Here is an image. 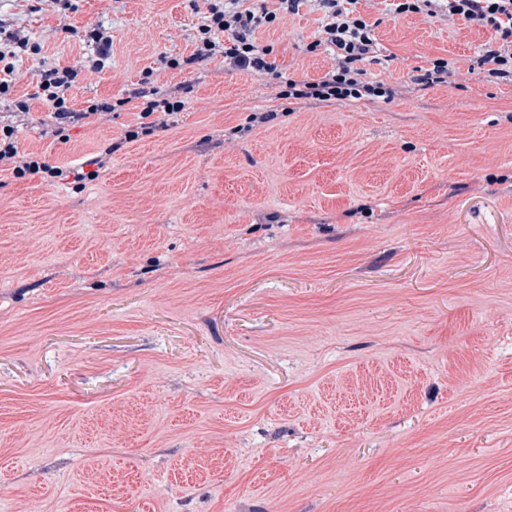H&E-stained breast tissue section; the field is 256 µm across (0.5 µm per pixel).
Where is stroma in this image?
Returning <instances> with one entry per match:
<instances>
[{
  "instance_id": "1",
  "label": "stroma",
  "mask_w": 512,
  "mask_h": 512,
  "mask_svg": "<svg viewBox=\"0 0 512 512\" xmlns=\"http://www.w3.org/2000/svg\"><path fill=\"white\" fill-rule=\"evenodd\" d=\"M0 0L42 48L0 101L22 150L74 165L132 111L42 133L40 61L93 55L72 106L145 71L186 90L176 127L123 143L85 189L0 172V512H512V84L474 66L491 30L377 20L392 101L288 111L276 80L193 69L192 0ZM322 13L257 41L315 79ZM442 57L457 71L418 89ZM276 112L249 128L251 114Z\"/></svg>"
}]
</instances>
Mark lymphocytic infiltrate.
<instances>
[{
    "mask_svg": "<svg viewBox=\"0 0 512 512\" xmlns=\"http://www.w3.org/2000/svg\"><path fill=\"white\" fill-rule=\"evenodd\" d=\"M277 2V9L270 10L246 5L245 0H204V22L192 53L182 59L168 60V67L182 69L220 54L231 68L279 76L281 96L292 105L311 100L344 103L373 97L394 99V87L366 79L364 65L375 51L377 36L374 24L356 13V0H316L323 16L313 45L333 48L335 67L315 80L279 75L271 58L272 46L258 42L254 33L260 27L273 26L298 13L304 0ZM445 10L467 26L493 31L494 37L485 43L477 65L490 81H512V0H447ZM90 37L99 46L95 57L66 66L43 63L37 70L39 94L51 109L45 135L62 143L69 142L73 128L90 124L94 116L125 108L137 115L135 124L124 133L125 141L133 142L175 127L185 109L184 100L178 90L154 84L148 76L143 79V87L131 91L129 96L92 101L79 111L71 108L70 93L79 74L87 69L101 71L112 47L110 36L101 28L92 29ZM119 148V143L108 144L87 157L82 165L63 168L49 163L44 154L20 151L14 126L0 125V171L11 172L17 179L35 176L70 179L81 188L97 178L99 170L107 167Z\"/></svg>",
    "mask_w": 512,
    "mask_h": 512,
    "instance_id": "lymphocytic-infiltrate-1",
    "label": "lymphocytic infiltrate"
}]
</instances>
